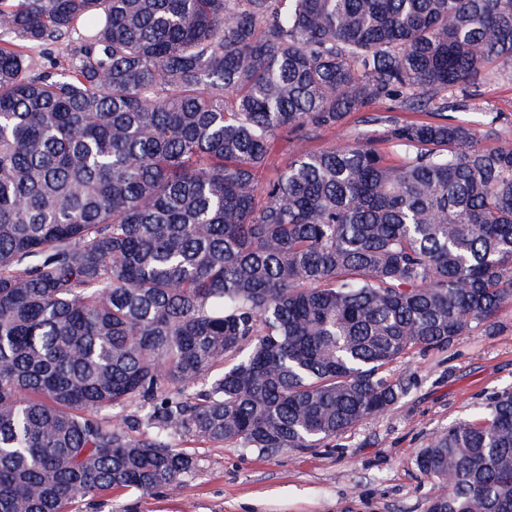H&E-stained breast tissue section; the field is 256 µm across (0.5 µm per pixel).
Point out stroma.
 I'll return each mask as SVG.
<instances>
[{
  "mask_svg": "<svg viewBox=\"0 0 512 512\" xmlns=\"http://www.w3.org/2000/svg\"><path fill=\"white\" fill-rule=\"evenodd\" d=\"M485 112L500 115L496 142L512 144V76L485 78L473 110L451 118L481 138ZM391 373L411 380L408 395L330 443L262 453L182 439L196 466L176 486L97 503L81 498L75 512H426L444 488L418 471L421 450L449 424L482 412L494 394L512 390V301L493 327L472 328L445 350L413 352Z\"/></svg>",
  "mask_w": 512,
  "mask_h": 512,
  "instance_id": "1",
  "label": "stroma"
}]
</instances>
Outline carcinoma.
I'll use <instances>...</instances> for the list:
<instances>
[{
  "label": "carcinoma",
  "instance_id": "carcinoma-1",
  "mask_svg": "<svg viewBox=\"0 0 512 512\" xmlns=\"http://www.w3.org/2000/svg\"><path fill=\"white\" fill-rule=\"evenodd\" d=\"M489 70L512 0H0V512L173 486L169 436L332 441L408 394L411 350L492 326L512 145L447 115ZM354 116L381 141L308 148ZM131 402L137 436L106 417ZM416 465L427 512H512V392ZM77 35H73L70 42L58 44H45L34 46L28 50L32 65L35 69L52 70L53 63L66 64L73 53L74 48L79 44ZM296 151L295 142L285 136L278 142L276 149L270 156L269 165L264 172L265 178H270L288 163Z\"/></svg>",
  "mask_w": 512,
  "mask_h": 512
}]
</instances>
